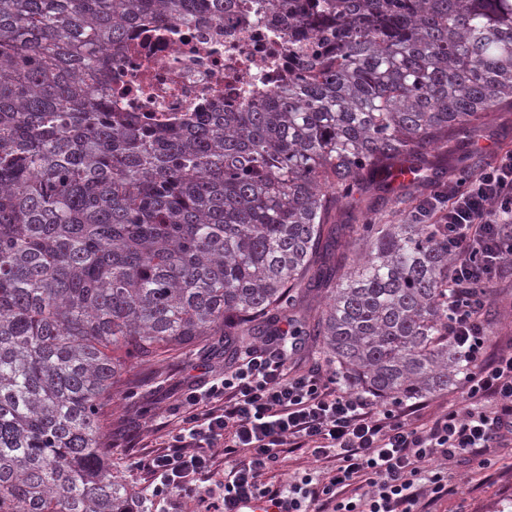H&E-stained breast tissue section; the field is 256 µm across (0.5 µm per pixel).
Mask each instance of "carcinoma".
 <instances>
[{"label":"carcinoma","instance_id":"obj_1","mask_svg":"<svg viewBox=\"0 0 512 512\" xmlns=\"http://www.w3.org/2000/svg\"><path fill=\"white\" fill-rule=\"evenodd\" d=\"M288 88L169 124L114 112L112 46L236 0H0V512H149L112 476L126 362L221 336H309L349 389L442 391L448 237L381 208L322 260L324 226L397 166L512 107V0H268Z\"/></svg>","mask_w":512,"mask_h":512}]
</instances>
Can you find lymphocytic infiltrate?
<instances>
[{
    "instance_id": "obj_1",
    "label": "lymphocytic infiltrate",
    "mask_w": 512,
    "mask_h": 512,
    "mask_svg": "<svg viewBox=\"0 0 512 512\" xmlns=\"http://www.w3.org/2000/svg\"><path fill=\"white\" fill-rule=\"evenodd\" d=\"M418 221L448 227L449 341L466 362L463 406L414 424L400 401L336 388L321 369L289 373L285 346L247 349L203 391L181 399L186 415L163 450L139 458L148 495L177 501L210 481L215 448L245 452L224 478L210 512L238 500H287L290 512H419L448 491L447 462L485 466L492 445L512 438V351L487 358L490 337L468 291L489 287L512 254V153L417 207ZM336 458L328 480L306 476L281 490L262 481L285 447Z\"/></svg>"
}]
</instances>
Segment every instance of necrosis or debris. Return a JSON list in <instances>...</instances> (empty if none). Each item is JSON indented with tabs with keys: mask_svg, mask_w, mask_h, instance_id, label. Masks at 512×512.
<instances>
[{
	"mask_svg": "<svg viewBox=\"0 0 512 512\" xmlns=\"http://www.w3.org/2000/svg\"><path fill=\"white\" fill-rule=\"evenodd\" d=\"M287 18L257 0H239L223 22L144 25L112 50L104 95L116 112L149 123L221 107L237 111L250 97L288 84Z\"/></svg>",
	"mask_w": 512,
	"mask_h": 512,
	"instance_id": "4bbe7bcc",
	"label": "necrosis or debris"
}]
</instances>
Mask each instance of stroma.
<instances>
[{"label":"stroma","instance_id":"1","mask_svg":"<svg viewBox=\"0 0 512 512\" xmlns=\"http://www.w3.org/2000/svg\"><path fill=\"white\" fill-rule=\"evenodd\" d=\"M485 161L512 152V109L503 108L472 133ZM494 316L488 324L489 354L512 350V277L500 279L490 290ZM236 357L224 356L217 340L200 344L186 356L171 355L149 365L131 367L130 375L146 379V386L125 388L112 399L110 436L127 438L126 447L112 451V474L123 479L135 494H142L147 476L134 466L140 455L160 444L163 426L174 424L175 406L187 387L209 382ZM453 490L428 503L426 512H512V444L492 449L490 462L479 468L449 464Z\"/></svg>","mask_w":512,"mask_h":512}]
</instances>
